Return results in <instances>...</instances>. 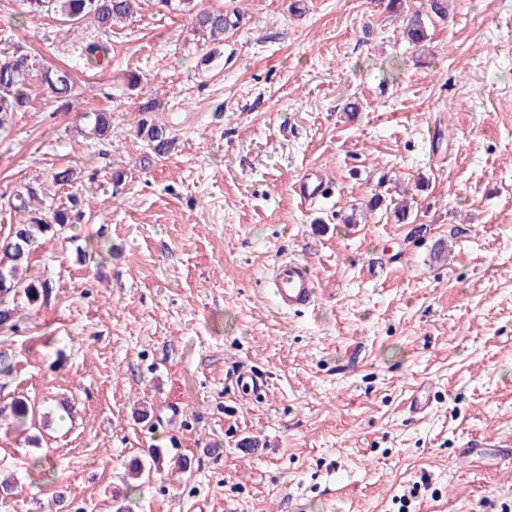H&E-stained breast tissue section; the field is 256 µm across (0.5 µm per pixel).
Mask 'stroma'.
<instances>
[{"instance_id": "1", "label": "stroma", "mask_w": 512, "mask_h": 512, "mask_svg": "<svg viewBox=\"0 0 512 512\" xmlns=\"http://www.w3.org/2000/svg\"><path fill=\"white\" fill-rule=\"evenodd\" d=\"M199 4L238 11L223 41L155 0L108 33L0 0V52L74 87L64 109L34 87L0 131V239L30 185L83 212L32 250L47 299L0 298L18 307L0 396L38 414L23 434L0 415V473L18 480L0 512H54L58 488L55 512H512L511 462L453 461L512 438V0H448L417 44L403 21L422 0ZM150 101L176 139L162 158L132 134ZM96 112L112 115L103 139ZM65 168L79 179L54 185ZM312 169L331 193L305 204L293 186ZM402 198L400 224L385 205ZM282 258L315 273L304 312L274 301ZM63 399L74 419H57ZM155 448L129 493V460Z\"/></svg>"}]
</instances>
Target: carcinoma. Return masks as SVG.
<instances>
[{
	"label": "carcinoma",
	"instance_id": "cac0c4a2",
	"mask_svg": "<svg viewBox=\"0 0 512 512\" xmlns=\"http://www.w3.org/2000/svg\"><path fill=\"white\" fill-rule=\"evenodd\" d=\"M430 13L440 20L447 17V0H428ZM32 13H52L57 19L71 28L81 27L89 16L93 17L97 28L109 32L117 21L130 20L137 14L139 0H26ZM168 9L187 14L196 32L216 41L234 27L239 14L222 9H199L196 0H158ZM428 13V14H430ZM428 14L413 12L407 20L405 36L412 42L420 41L426 32L425 19ZM86 61L90 65L108 62V48L97 43L86 47ZM47 86L57 99L69 98L72 92L70 73L65 69H44L38 71L29 63V57L18 51L0 53V130L5 128L12 115L25 112L29 108V87L32 79ZM136 138L149 146L157 156L167 155L173 139L165 126L142 118L134 126ZM19 204L16 209L29 214V217L14 227L10 236L0 241V295H22L28 303H36L46 293L48 285L26 281L23 272L28 268V259L35 239L56 226L63 230L73 223L72 210L61 204L45 213L38 193L28 187L25 192L16 194ZM9 413L15 426L24 427L34 414V407L24 397H15L11 402L0 406V414Z\"/></svg>",
	"mask_w": 512,
	"mask_h": 512
}]
</instances>
